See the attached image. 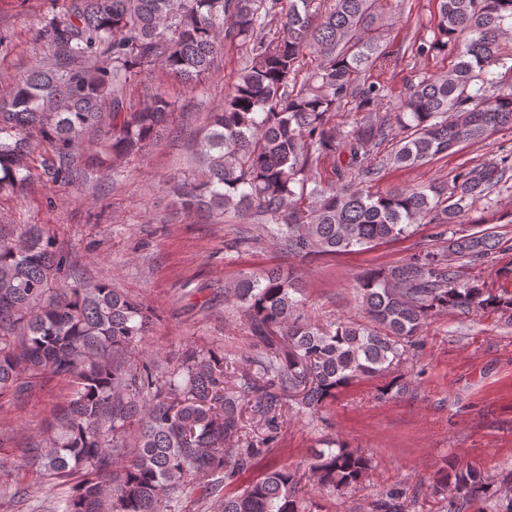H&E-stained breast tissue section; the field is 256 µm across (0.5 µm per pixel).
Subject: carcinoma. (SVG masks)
Returning a JSON list of instances; mask_svg holds the SVG:
<instances>
[{"mask_svg":"<svg viewBox=\"0 0 512 512\" xmlns=\"http://www.w3.org/2000/svg\"><path fill=\"white\" fill-rule=\"evenodd\" d=\"M287 2L71 0L43 26L51 57L0 101V190L29 183L36 141L53 151L44 174L64 182L86 165L108 169L141 154L176 106L156 91L133 107V78L160 66L197 85L230 43L247 56L224 107L211 114L199 147L202 177L177 183L185 209L249 216L294 256L368 249L410 235L416 224L446 228L448 252L423 250L366 273L357 291L367 321L329 329L305 318L299 277L276 269L244 276L230 293L261 352L240 370L222 353L191 348L162 375L152 360H126L146 335L142 304L105 282L61 280L68 258L38 226L0 233V397L29 394L47 376L73 385L47 436L24 449L49 476L79 475L59 512H184L192 483L216 495L255 465L292 398L316 411L364 378L384 380L383 395L402 392L394 372L432 315L492 310L512 319V292L462 282L454 265L489 258L495 235L451 228L512 179V152L458 171L443 188L363 187L379 174L373 160L391 136L387 162L409 167L512 127V92L498 90L492 71L512 60L502 42L512 30L505 27L512 0H438L432 38L420 37L416 54L449 50L457 62L444 74L416 75L398 104L365 79L389 58L377 33L378 0ZM308 52L314 65L304 71ZM350 105L362 117L344 131L336 112ZM88 132L104 137L87 154ZM324 158L333 161L327 185L309 177ZM247 412L264 432L238 448ZM307 468L341 497L363 483L371 461L332 438ZM301 482L300 469L271 467L219 499L216 512H309ZM511 486L512 473L497 486L479 465L453 457L432 493L448 500V512H463ZM372 512H404L403 492L381 495Z\"/></svg>","mask_w":512,"mask_h":512,"instance_id":"cac0c4a2","label":"carcinoma"}]
</instances>
